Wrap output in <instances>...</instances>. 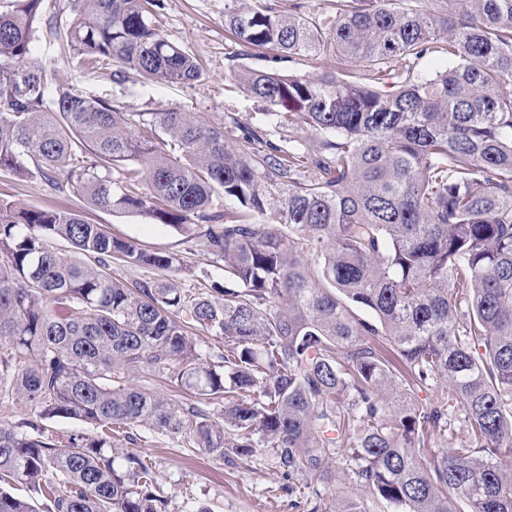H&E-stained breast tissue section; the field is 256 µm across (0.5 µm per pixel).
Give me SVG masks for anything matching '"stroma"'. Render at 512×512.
Returning a JSON list of instances; mask_svg holds the SVG:
<instances>
[{
    "instance_id": "1",
    "label": "stroma",
    "mask_w": 512,
    "mask_h": 512,
    "mask_svg": "<svg viewBox=\"0 0 512 512\" xmlns=\"http://www.w3.org/2000/svg\"><path fill=\"white\" fill-rule=\"evenodd\" d=\"M152 24L200 61L202 79L191 85L160 86L131 70L116 76L108 69H80L68 65L59 44L42 39L35 41L34 55L39 60L57 58L58 80L124 112H161L178 105L207 123L220 122L231 112L242 125L264 129L272 142L303 136V129L270 122L264 103L225 81L224 0H164ZM0 203L73 212L104 225L114 237L135 241L152 252L178 254L183 287L206 290L225 283L223 264L213 262L185 234L133 214L93 208L81 193L54 190L40 175L18 180L0 174ZM137 451L152 463L157 483L169 499L168 512H196L202 505L211 512H309L305 498L289 491L287 479L266 449H256L251 458L230 465L180 439L148 435Z\"/></svg>"
}]
</instances>
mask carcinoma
<instances>
[{
  "instance_id": "1",
  "label": "carcinoma",
  "mask_w": 512,
  "mask_h": 512,
  "mask_svg": "<svg viewBox=\"0 0 512 512\" xmlns=\"http://www.w3.org/2000/svg\"><path fill=\"white\" fill-rule=\"evenodd\" d=\"M42 2L0 0V79L35 80L0 89V172L170 226L234 285L186 290L174 254L0 204V400L33 415L0 424V512H167L148 462L113 449L136 427L222 460L263 447L309 512H512V0H225V78L315 134L286 146L227 114L122 112L33 57L43 25L83 68L190 85L161 0H70L63 28ZM426 58L446 66L420 79ZM114 259L163 275L128 285ZM196 331L224 338L218 361ZM145 370L192 400L133 384Z\"/></svg>"
}]
</instances>
